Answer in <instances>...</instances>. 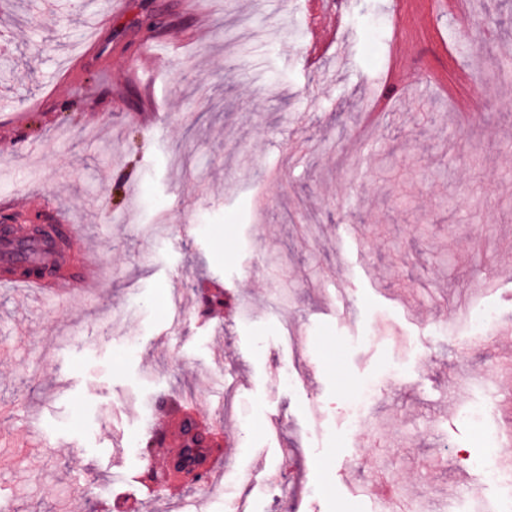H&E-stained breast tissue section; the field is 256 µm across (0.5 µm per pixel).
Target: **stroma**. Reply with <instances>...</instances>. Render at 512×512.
Instances as JSON below:
<instances>
[{"label": "stroma", "instance_id": "stroma-1", "mask_svg": "<svg viewBox=\"0 0 512 512\" xmlns=\"http://www.w3.org/2000/svg\"><path fill=\"white\" fill-rule=\"evenodd\" d=\"M462 9L0 0V225L68 221L108 272L83 293L71 248L48 294L0 288L7 512H225L228 480L141 504L177 396L229 415L233 472L288 512H379V474L411 512L492 496L457 413L480 401L492 423L512 395V0ZM396 34L410 63L368 126ZM212 282L234 313L201 318ZM479 305L504 320L462 348ZM367 383L355 434L343 401Z\"/></svg>", "mask_w": 512, "mask_h": 512}]
</instances>
